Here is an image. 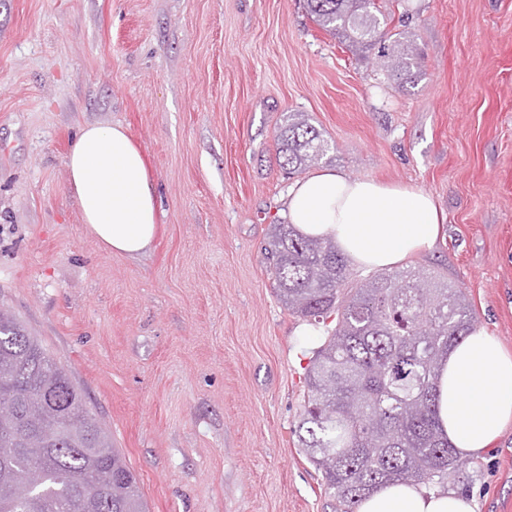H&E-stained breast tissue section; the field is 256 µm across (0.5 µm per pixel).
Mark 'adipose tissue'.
<instances>
[{"label":"adipose tissue","mask_w":512,"mask_h":512,"mask_svg":"<svg viewBox=\"0 0 512 512\" xmlns=\"http://www.w3.org/2000/svg\"><path fill=\"white\" fill-rule=\"evenodd\" d=\"M83 221L106 250L145 252L157 232L154 196L141 152L121 125L82 127L67 159ZM286 214L304 235L330 236L357 267L389 270L430 251L443 218L432 195L373 179L322 170L289 187ZM437 420L460 459L484 454L512 424V353L475 328L440 366ZM356 512H476L453 490L390 483Z\"/></svg>","instance_id":"1"}]
</instances>
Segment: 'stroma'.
<instances>
[{"label": "stroma", "mask_w": 512, "mask_h": 512, "mask_svg": "<svg viewBox=\"0 0 512 512\" xmlns=\"http://www.w3.org/2000/svg\"><path fill=\"white\" fill-rule=\"evenodd\" d=\"M412 82L303 0H0V309L37 336L140 479L149 512H332L303 457L306 367L267 252L294 183L277 150L305 112L323 167L431 193L430 252L512 352V0H394ZM122 125L158 198L138 256L83 223L66 158ZM450 488L512 512V425Z\"/></svg>", "instance_id": "1"}]
</instances>
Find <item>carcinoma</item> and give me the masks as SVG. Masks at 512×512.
Wrapping results in <instances>:
<instances>
[{"label":"carcinoma","instance_id":"carcinoma-1","mask_svg":"<svg viewBox=\"0 0 512 512\" xmlns=\"http://www.w3.org/2000/svg\"><path fill=\"white\" fill-rule=\"evenodd\" d=\"M323 29L358 49L379 47L381 69L410 80L416 54L388 29L385 0H304ZM284 165L303 171L328 141L303 112H289L276 135ZM268 252L279 301L294 315L336 327L306 368L308 400L300 448L321 471L339 512L391 482L443 486L460 468L439 432L436 379L448 351L473 326L463 290L435 269L376 271L356 278L331 238L271 225ZM0 512H148L135 472L71 375L15 317L0 311ZM35 466L38 483L14 484ZM104 474L110 489L80 491Z\"/></svg>","mask_w":512,"mask_h":512}]
</instances>
